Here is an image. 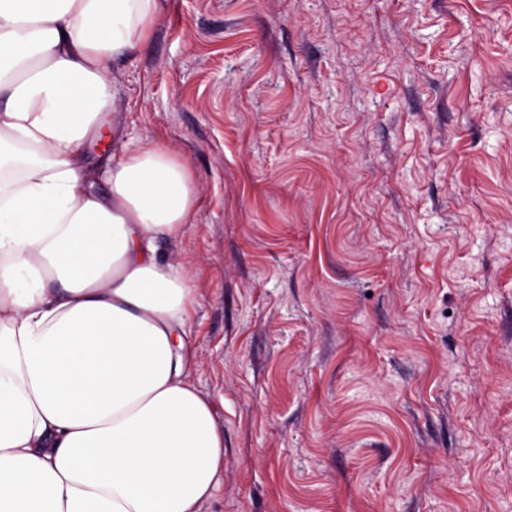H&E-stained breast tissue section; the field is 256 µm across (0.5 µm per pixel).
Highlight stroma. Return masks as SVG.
Wrapping results in <instances>:
<instances>
[{"instance_id": "1", "label": "stroma", "mask_w": 512, "mask_h": 512, "mask_svg": "<svg viewBox=\"0 0 512 512\" xmlns=\"http://www.w3.org/2000/svg\"><path fill=\"white\" fill-rule=\"evenodd\" d=\"M109 153L196 189L202 512H512V0H165Z\"/></svg>"}]
</instances>
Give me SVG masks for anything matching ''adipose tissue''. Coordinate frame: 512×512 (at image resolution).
I'll return each instance as SVG.
<instances>
[{
	"label": "adipose tissue",
	"mask_w": 512,
	"mask_h": 512,
	"mask_svg": "<svg viewBox=\"0 0 512 512\" xmlns=\"http://www.w3.org/2000/svg\"><path fill=\"white\" fill-rule=\"evenodd\" d=\"M160 0H0V512H201L224 434L194 386L187 166L147 142L98 173L109 65Z\"/></svg>",
	"instance_id": "1"
}]
</instances>
